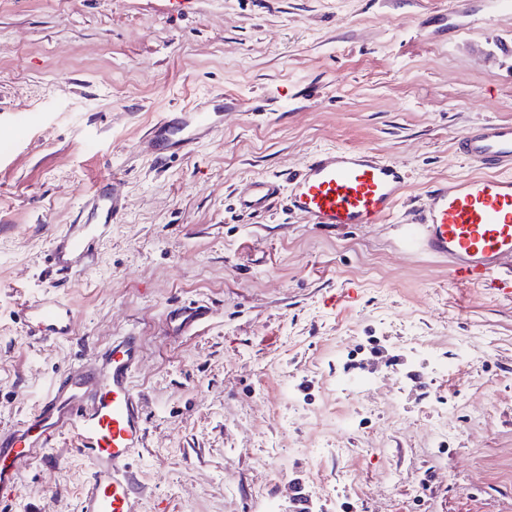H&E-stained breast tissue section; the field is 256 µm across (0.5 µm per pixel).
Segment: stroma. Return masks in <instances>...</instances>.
<instances>
[{"mask_svg":"<svg viewBox=\"0 0 512 512\" xmlns=\"http://www.w3.org/2000/svg\"><path fill=\"white\" fill-rule=\"evenodd\" d=\"M219 91L241 108L157 167L149 126ZM486 121L512 122L496 0H0V429L132 332L137 512H295L299 493L311 512H512V295L400 244L430 187L470 174L454 143ZM336 146L404 167L387 222L235 211ZM115 170L125 214L60 283L52 239ZM44 297L71 307V340L28 335L20 303ZM193 302L205 323L168 322ZM365 369L375 388L337 392ZM88 474L60 441L0 512H74Z\"/></svg>","mask_w":512,"mask_h":512,"instance_id":"stroma-1","label":"stroma"}]
</instances>
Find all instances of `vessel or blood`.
I'll list each match as a JSON object with an SVG mask.
<instances>
[{"label": "vessel or blood", "mask_w": 512, "mask_h": 512, "mask_svg": "<svg viewBox=\"0 0 512 512\" xmlns=\"http://www.w3.org/2000/svg\"><path fill=\"white\" fill-rule=\"evenodd\" d=\"M210 111L186 106L146 132L144 143L155 159L192 153L216 130ZM458 154L477 174L439 182L429 205L402 227L404 245L448 262L452 279L512 290V122L489 121L467 133ZM404 168L386 163L366 148L333 147L312 154L291 177L275 175L250 182L239 195L242 213L260 214L280 199L288 209L316 225L377 224L393 215L406 187ZM121 174L100 179L87 191L83 223L70 225L53 240V260L68 274L75 258L92 253L99 228L117 223L126 205ZM39 339L67 341L74 317L56 300L39 299L22 307ZM205 305L173 310L170 321L192 328L208 318ZM140 339L129 333L113 339L91 366L68 370L51 384L34 410L8 430H0V502L13 500L20 475L64 436L89 464L76 512H135L132 462L146 437V419L132 376L140 361Z\"/></svg>", "instance_id": "1"}]
</instances>
